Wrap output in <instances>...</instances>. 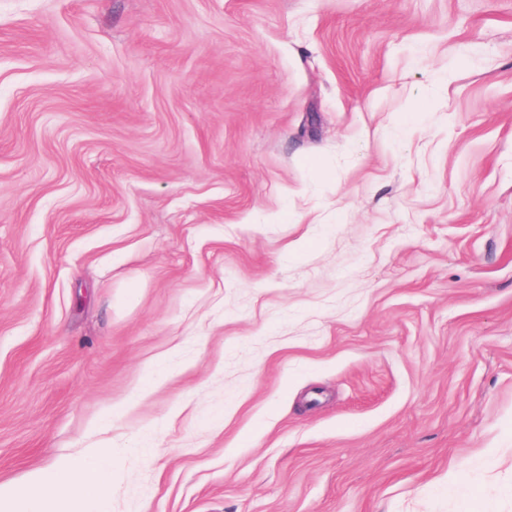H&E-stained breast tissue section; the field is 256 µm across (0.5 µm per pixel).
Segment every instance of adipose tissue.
<instances>
[{"mask_svg": "<svg viewBox=\"0 0 512 512\" xmlns=\"http://www.w3.org/2000/svg\"><path fill=\"white\" fill-rule=\"evenodd\" d=\"M113 466L108 448L62 458L22 485H0V512H107Z\"/></svg>", "mask_w": 512, "mask_h": 512, "instance_id": "adipose-tissue-1", "label": "adipose tissue"}]
</instances>
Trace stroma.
<instances>
[{
	"instance_id": "stroma-1",
	"label": "stroma",
	"mask_w": 512,
	"mask_h": 512,
	"mask_svg": "<svg viewBox=\"0 0 512 512\" xmlns=\"http://www.w3.org/2000/svg\"><path fill=\"white\" fill-rule=\"evenodd\" d=\"M93 447L512 512V0H0V484Z\"/></svg>"
}]
</instances>
